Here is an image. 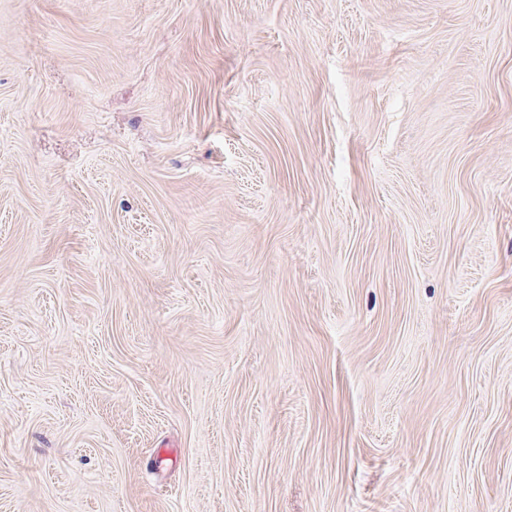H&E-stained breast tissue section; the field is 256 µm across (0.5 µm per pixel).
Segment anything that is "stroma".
I'll use <instances>...</instances> for the list:
<instances>
[{
    "mask_svg": "<svg viewBox=\"0 0 512 512\" xmlns=\"http://www.w3.org/2000/svg\"><path fill=\"white\" fill-rule=\"evenodd\" d=\"M0 512H512V0H0Z\"/></svg>",
    "mask_w": 512,
    "mask_h": 512,
    "instance_id": "1",
    "label": "stroma"
}]
</instances>
